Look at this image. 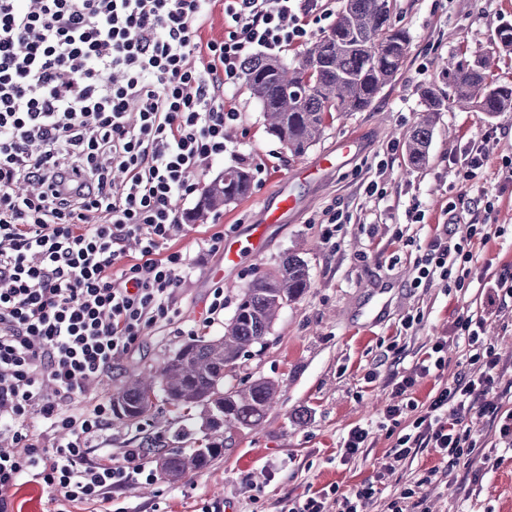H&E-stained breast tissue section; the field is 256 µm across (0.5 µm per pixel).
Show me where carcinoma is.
<instances>
[{
    "label": "carcinoma",
    "instance_id": "cac0c4a2",
    "mask_svg": "<svg viewBox=\"0 0 512 512\" xmlns=\"http://www.w3.org/2000/svg\"><path fill=\"white\" fill-rule=\"evenodd\" d=\"M409 47L408 32L392 20L391 0H343L329 31L311 44L297 66L257 56L245 62L242 78L262 105L269 133L301 155L320 140L325 116L369 108L398 72ZM494 68L487 55L464 56L448 64L452 94L423 89L425 111L404 134L410 165L426 161L437 116L449 106L471 103L487 116L512 111V84L497 82ZM250 190L247 170L224 169L203 188L191 220L219 212ZM309 286L307 264L295 254L286 256L242 289L223 335L185 344L158 370L131 378L113 395L112 415L132 424L151 411L159 391L176 408H201L205 446L146 449L163 477L176 480L207 468L223 452L224 430L255 426L273 407L278 384L259 379L246 388H226V369L246 348L263 342L279 311Z\"/></svg>",
    "mask_w": 512,
    "mask_h": 512
}]
</instances>
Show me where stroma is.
<instances>
[{"label":"stroma","mask_w":512,"mask_h":512,"mask_svg":"<svg viewBox=\"0 0 512 512\" xmlns=\"http://www.w3.org/2000/svg\"><path fill=\"white\" fill-rule=\"evenodd\" d=\"M393 5L397 24L411 36L399 71L368 110L327 119L323 137L304 156H292L269 134L261 105L237 85L228 99L241 114L233 153L209 164L199 183L215 179L237 153L252 172L253 189L225 206L219 223L184 224L170 243L191 264L172 297L175 317L146 328L135 351L119 358L84 400L88 408L111 402L129 376L159 368L193 339L221 335L240 289L295 253L308 265L310 287L283 307L264 342L249 347L224 380L238 388L260 378L279 381L273 408L261 426L225 434L223 455L203 472L176 481L141 478L113 490L108 506L75 502L70 512H206L217 504L230 512H288L295 501L322 488H354L383 461L396 440L379 425L395 373L423 358L440 339L449 342L445 376L464 370L463 348L451 341L459 313L483 315L487 342L512 362V312L491 305L486 290L414 282L429 242L448 232L456 242H470L476 273L490 278L512 268V175L506 170L512 164V112L489 117L456 107L440 113L429 157L419 168L408 164L403 146L404 133L424 110L422 88L447 91L443 68L461 48L492 53L499 80L512 83V51L497 40L500 28L512 26V0H393ZM351 137L356 144L337 157L335 169L315 179L302 177L305 165ZM474 143L489 159L481 178L495 207L475 210L452 225L448 203L465 190L458 162ZM373 183L378 189L371 195L367 188ZM282 193L294 197L295 207L268 225L263 250L244 255L235 270L213 279L224 255L207 251L205 240L219 231L247 238ZM331 208L341 213V223H324ZM473 221L496 225L500 233L485 244L470 240ZM218 288L224 291V309L212 316L208 308ZM200 424L199 416L177 414L158 398L140 422H113L99 448L116 457L126 448H196L201 435L182 439L178 433ZM357 425L369 429L368 441L342 463L336 450ZM439 463L432 449H420L388 479L369 512H385L397 491ZM453 475L452 485L423 486L422 512H512V453H497L487 464L474 459L471 467L454 468Z\"/></svg>","instance_id":"35a3bbf8"}]
</instances>
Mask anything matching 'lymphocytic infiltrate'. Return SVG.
Masks as SVG:
<instances>
[{
	"instance_id": "1",
	"label": "lymphocytic infiltrate",
	"mask_w": 512,
	"mask_h": 512,
	"mask_svg": "<svg viewBox=\"0 0 512 512\" xmlns=\"http://www.w3.org/2000/svg\"><path fill=\"white\" fill-rule=\"evenodd\" d=\"M217 7L224 36L203 41ZM330 15L324 0H0V512H14L7 492L25 479L64 506L108 500L144 473L141 448L88 462L112 408H83L84 383L175 315L170 298L190 266L170 248L174 200L193 196L203 167L229 150L225 130L239 113L225 89L246 60L306 44ZM473 259L438 236L418 277L461 285ZM484 332L483 317L458 316L466 368L425 408L408 393L445 368L447 344L394 375L383 422L394 429L414 412L408 432L364 482L335 498L318 490L290 512H328L331 501L336 512H366L421 448L471 464L478 418L512 451V411L488 400L505 366ZM35 419L65 439L42 447Z\"/></svg>"
}]
</instances>
